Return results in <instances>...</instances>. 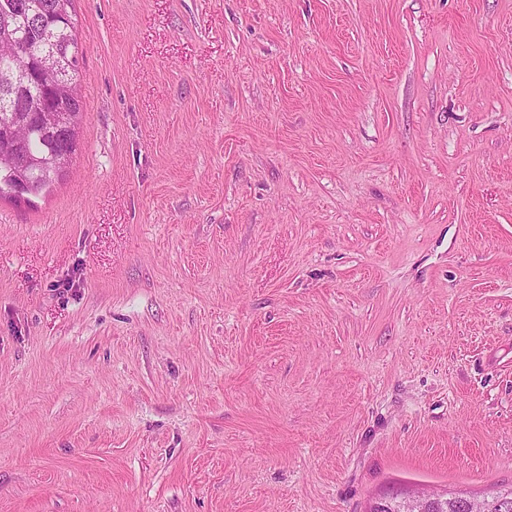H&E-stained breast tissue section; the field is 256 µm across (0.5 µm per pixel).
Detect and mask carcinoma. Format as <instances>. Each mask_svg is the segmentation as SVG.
I'll list each match as a JSON object with an SVG mask.
<instances>
[{"instance_id":"obj_1","label":"carcinoma","mask_w":512,"mask_h":512,"mask_svg":"<svg viewBox=\"0 0 512 512\" xmlns=\"http://www.w3.org/2000/svg\"><path fill=\"white\" fill-rule=\"evenodd\" d=\"M73 12L74 0H0V195L19 182L28 196L49 190L75 151L84 56ZM47 108L66 126L40 124Z\"/></svg>"}]
</instances>
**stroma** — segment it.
Wrapping results in <instances>:
<instances>
[{
	"instance_id": "35a3bbf8",
	"label": "stroma",
	"mask_w": 512,
	"mask_h": 512,
	"mask_svg": "<svg viewBox=\"0 0 512 512\" xmlns=\"http://www.w3.org/2000/svg\"><path fill=\"white\" fill-rule=\"evenodd\" d=\"M66 175L0 198V512L512 487V0H75Z\"/></svg>"
}]
</instances>
